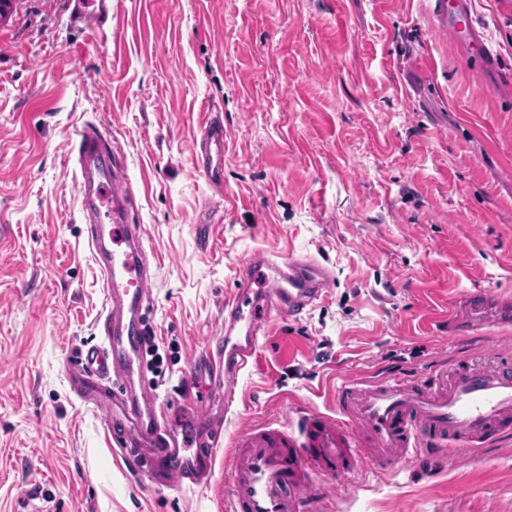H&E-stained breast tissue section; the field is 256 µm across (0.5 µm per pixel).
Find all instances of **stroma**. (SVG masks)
<instances>
[{"mask_svg":"<svg viewBox=\"0 0 512 512\" xmlns=\"http://www.w3.org/2000/svg\"><path fill=\"white\" fill-rule=\"evenodd\" d=\"M496 56L481 70L432 0H112L77 27L69 0L0 20V512H224L240 429L336 407L342 379L423 376L512 356V327L452 331L464 296L512 297V0H470ZM224 122V190L193 142ZM120 156L153 265L148 391L223 400L196 361L253 253L312 257L333 283L271 314L205 484L155 486L114 448L68 367L103 344L107 298L86 241L79 131ZM312 482V512H512V435L351 480Z\"/></svg>","mask_w":512,"mask_h":512,"instance_id":"stroma-1","label":"stroma"}]
</instances>
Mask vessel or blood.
Returning a JSON list of instances; mask_svg holds the SVG:
<instances>
[{
	"label": "vessel or blood",
	"mask_w": 512,
	"mask_h": 512,
	"mask_svg": "<svg viewBox=\"0 0 512 512\" xmlns=\"http://www.w3.org/2000/svg\"><path fill=\"white\" fill-rule=\"evenodd\" d=\"M80 22L104 26L112 0H74ZM436 15L450 37L480 55L484 66L495 57L470 22L467 0H434ZM78 185L95 179L93 194L83 197L85 214L122 207L131 192L115 176L101 134L83 130L75 145ZM199 172L216 192L224 190V125L209 117L194 144ZM87 243L110 302L112 333L107 347L87 349L81 371L70 374L72 387L90 396L105 414L112 442L134 463L177 460L163 481L194 486L205 483L212 450L223 434L220 419L204 416L205 432L186 438L177 424L189 420L181 408L159 402L134 382L131 372L143 363L146 330L140 310L151 280L138 224L87 227ZM248 282L262 281L256 298L246 289L224 302V342L206 357V371L224 388V404L236 400L241 373L253 361L264 332V316L278 311L300 316L323 300L331 286L330 270L321 263L257 254L245 266ZM464 322L512 323V299L489 290L469 293L461 306ZM512 432V363L470 362L447 370L437 365L423 380L387 379L369 386L347 380L336 390V408L301 414L299 430L265 426L238 431L233 441L225 512H306L311 477L318 471L340 476L362 462L389 469L413 458L438 455L458 443L478 447Z\"/></svg>",
	"instance_id": "1"
}]
</instances>
